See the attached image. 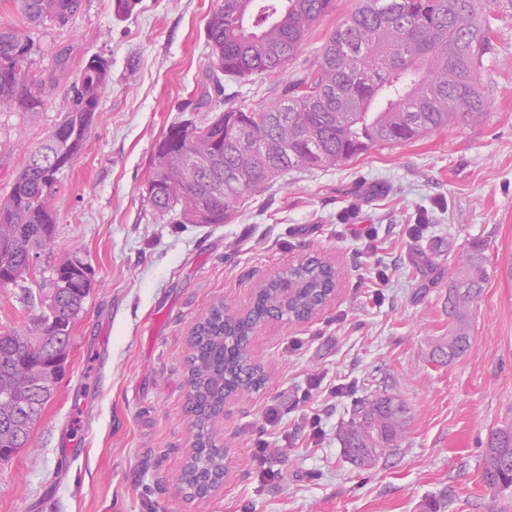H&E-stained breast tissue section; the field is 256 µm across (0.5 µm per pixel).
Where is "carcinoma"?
<instances>
[{"label":"carcinoma","instance_id":"obj_1","mask_svg":"<svg viewBox=\"0 0 512 512\" xmlns=\"http://www.w3.org/2000/svg\"><path fill=\"white\" fill-rule=\"evenodd\" d=\"M333 0H220L207 21L212 68L185 110L195 116L171 124L153 152L147 202L169 224H222L246 197L290 170L328 168L371 149L407 144L484 109L480 83L490 49L489 0H360L329 35L311 66L280 97L261 108L223 106L221 78L245 82L288 66ZM82 0H19L26 23L63 28ZM33 43L16 28L0 27V106L39 112L49 81L30 73ZM110 64L87 59L67 89L69 107L49 137L0 199V286L31 275L29 254L44 251L55 217L50 198L65 167L90 132L108 91ZM56 301L33 330L0 331V448H24L64 372L71 324L91 289L88 268L68 259L46 268ZM340 271L310 255L256 292L246 315L215 309L200 323L188 357L195 397L190 403L199 457L187 481L218 471L223 459L209 443L208 423L224 395L259 390L264 372L239 361L238 351L272 314L306 318L334 287ZM488 279L483 254L466 256L448 291L455 328L433 355L451 361L470 346L466 313ZM51 337L55 353L36 345ZM409 409L382 395L354 406L342 430L347 457L373 463L377 448H393ZM482 481L493 492L512 488V426L492 430L484 448Z\"/></svg>","mask_w":512,"mask_h":512}]
</instances>
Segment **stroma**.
<instances>
[{
  "instance_id": "obj_1",
  "label": "stroma",
  "mask_w": 512,
  "mask_h": 512,
  "mask_svg": "<svg viewBox=\"0 0 512 512\" xmlns=\"http://www.w3.org/2000/svg\"><path fill=\"white\" fill-rule=\"evenodd\" d=\"M215 4L141 0L119 19L112 0H83L68 26L33 31V74L52 73L61 50L71 59L42 111L0 110V198L61 119L83 61L109 59L111 83L50 200L56 224L41 255L81 259L92 288L28 447L0 464V512H430L435 502L439 512H512V490L481 482L488 433L512 425V0L491 5L483 112L277 177L227 223L168 224L145 199L152 151L206 79ZM358 5L334 0L285 71L225 81V102L269 103ZM371 226L369 254L360 234ZM476 245L489 279L467 311L472 344L433 362L451 328L448 285ZM309 253L339 268L335 300L308 322L262 326L251 351L268 381L227 403L217 427L230 461L224 489L186 498L176 477L192 440V325L220 301L248 307L261 281ZM41 282L0 286V330L38 324L47 302L26 291ZM317 373L351 393L309 392ZM381 393L404 400L410 418L399 448L359 467L338 432L356 400ZM67 439L82 450L72 464L59 454Z\"/></svg>"
}]
</instances>
